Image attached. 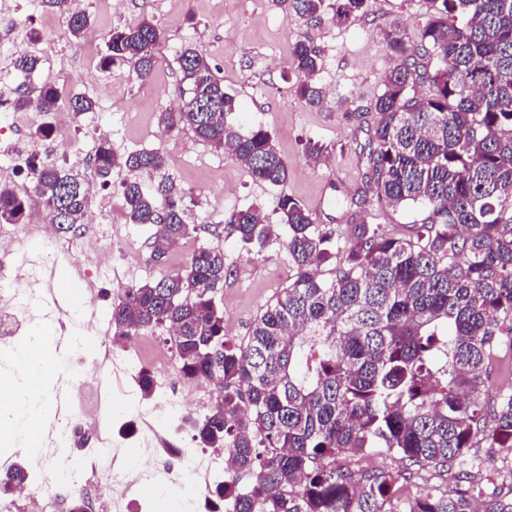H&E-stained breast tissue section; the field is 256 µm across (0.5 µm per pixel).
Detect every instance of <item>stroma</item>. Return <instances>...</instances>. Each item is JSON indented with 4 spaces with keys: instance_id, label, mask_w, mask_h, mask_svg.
Returning <instances> with one entry per match:
<instances>
[{
    "instance_id": "35a3bbf8",
    "label": "stroma",
    "mask_w": 512,
    "mask_h": 512,
    "mask_svg": "<svg viewBox=\"0 0 512 512\" xmlns=\"http://www.w3.org/2000/svg\"><path fill=\"white\" fill-rule=\"evenodd\" d=\"M113 3L85 0L84 9L96 30L105 33L114 26L149 18L166 31L148 83L136 81L129 64L103 67L104 41H97L93 56H86L84 41L68 38L66 21L58 12L44 8L33 14L25 2L18 6L15 37L20 43L36 45L40 63L32 73H19L9 46L0 45V98H13L20 87L55 86L61 94L58 114H66L71 127V142L62 148L53 140L33 138L29 122L0 112V129L26 143L29 155L48 156L69 173L92 180L90 158L97 142L92 127L99 124L110 130L116 154L156 148L166 155L165 176L191 198L189 223L215 224L225 212L247 207L269 216L284 192L310 209L317 223L335 227L337 252L349 247L347 229L352 224H386L394 232L405 233L413 219L410 210H396L374 199L361 209L351 199L370 189L364 152L375 124L373 103L395 64L385 33L397 26L411 43H418L430 17L428 0H371L366 13L343 24L327 19L311 22L274 6L271 0H125L118 13ZM301 39L321 52L316 80L326 96L319 110L309 107L296 92L299 76L292 67L290 50ZM188 47L204 54L223 78L226 91L235 95L238 110L232 121L239 130L246 133L260 125L272 133L288 165L283 188L255 181L224 151L198 140L193 132L171 135L159 124V112L181 99L178 58ZM74 94L92 98L93 111L70 112L68 100ZM58 114L46 116V123L55 124ZM310 141L323 148L319 160H310L305 152ZM145 179L142 173L113 169L109 185L90 199L89 209L95 212L103 197H111L115 217L108 226L87 225L88 236L111 233L134 259L130 265L113 263L108 281L96 270V255H88L79 264L92 294L99 297L96 318L86 330L100 346L98 356L49 352L51 374H70L81 386L71 401L83 408L84 424L111 433L118 441V464L123 468L144 463L137 450L149 436L143 429L136 433L127 429L129 421L150 404L140 391L135 370L150 364L159 351L169 350L170 344L163 326L148 332L139 350L113 343L112 299L126 286L178 272L196 245L191 239L162 262L151 260L149 232L131 223L122 207L124 183ZM217 244L233 270L220 293L224 333L242 341L260 309L287 284L288 258L276 249L261 255L246 252L232 238L218 239Z\"/></svg>"
}]
</instances>
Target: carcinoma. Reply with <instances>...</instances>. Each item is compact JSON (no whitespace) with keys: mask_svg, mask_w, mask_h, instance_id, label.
Segmentation results:
<instances>
[{"mask_svg":"<svg viewBox=\"0 0 512 512\" xmlns=\"http://www.w3.org/2000/svg\"><path fill=\"white\" fill-rule=\"evenodd\" d=\"M310 21L343 24L369 0H272ZM420 44L386 33L398 59L373 109L369 183L377 201L413 206L419 219L407 236L384 224H352L351 245L336 254V230L286 193L276 223L238 209L217 224L187 222V194L169 179L123 186L128 219L151 230L160 262L187 239L197 240L174 274L122 289L112 300L113 339L173 330L169 342L187 379L222 389L220 400L192 420L202 448H223L246 484L210 490L213 512H474L473 496L489 477L470 449L486 442L512 450V382L498 391L492 415L481 401L488 362L512 348V0H429ZM66 15L79 39L91 28L72 0H45ZM163 28L143 18L105 35L104 64L128 63L147 83ZM438 60L426 74L431 92L416 95V57ZM292 65L303 76L296 92L311 107L323 102L316 81L320 51L300 40ZM189 96L177 111L159 113L169 132L190 129L222 149L251 176L279 187L288 166L271 133L242 134L229 121L236 98L203 55L179 56ZM58 90H18L13 112L58 110ZM92 165L108 185L112 168L153 173L167 165L158 149L117 155L98 141ZM32 191L50 222L66 233L83 223L86 189L49 163L27 162ZM24 202L0 186V223L18 224ZM234 237L258 255L275 246L288 256V284L261 309L242 343L224 335L217 293L232 270L224 252L200 234ZM334 265L319 279L315 269ZM371 450L397 455L412 468L453 469L466 488H427L418 498L385 508L394 477L360 473L345 464Z\"/></svg>","mask_w":512,"mask_h":512,"instance_id":"1","label":"carcinoma"}]
</instances>
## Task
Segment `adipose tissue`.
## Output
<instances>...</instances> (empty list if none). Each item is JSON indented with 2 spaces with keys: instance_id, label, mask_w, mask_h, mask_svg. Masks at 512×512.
<instances>
[{
  "instance_id": "1",
  "label": "adipose tissue",
  "mask_w": 512,
  "mask_h": 512,
  "mask_svg": "<svg viewBox=\"0 0 512 512\" xmlns=\"http://www.w3.org/2000/svg\"><path fill=\"white\" fill-rule=\"evenodd\" d=\"M53 382L47 363L37 370L23 371L0 387V435L16 441L21 448L32 447L42 422L38 407L40 394Z\"/></svg>"
}]
</instances>
